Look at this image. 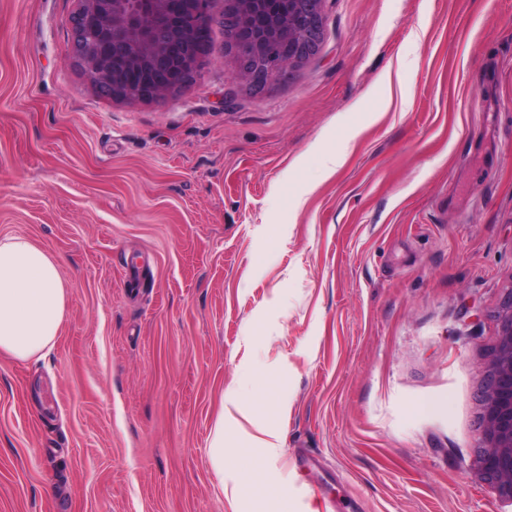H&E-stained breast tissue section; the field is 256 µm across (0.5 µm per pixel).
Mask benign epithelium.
<instances>
[{
    "instance_id": "obj_1",
    "label": "benign epithelium",
    "mask_w": 512,
    "mask_h": 512,
    "mask_svg": "<svg viewBox=\"0 0 512 512\" xmlns=\"http://www.w3.org/2000/svg\"><path fill=\"white\" fill-rule=\"evenodd\" d=\"M224 22L267 16L247 23L232 45L243 59L267 54V76L283 74L312 56L322 37L325 0H289L288 13L274 0H227ZM73 56L95 85L114 99L161 100L189 83L207 45L198 35L211 26L212 0H78ZM146 76L136 95L125 90V74ZM498 339L485 362L481 395L478 469L499 497L512 501V289L497 313Z\"/></svg>"
}]
</instances>
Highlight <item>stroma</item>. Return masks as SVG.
<instances>
[{
    "label": "stroma",
    "mask_w": 512,
    "mask_h": 512,
    "mask_svg": "<svg viewBox=\"0 0 512 512\" xmlns=\"http://www.w3.org/2000/svg\"><path fill=\"white\" fill-rule=\"evenodd\" d=\"M226 7L193 83L128 102L71 57L77 0H0V235L69 293L43 360L0 357V512H512L476 466L512 0H327L261 85ZM210 463L217 477L224 476V411L218 412L210 433Z\"/></svg>",
    "instance_id": "obj_1"
}]
</instances>
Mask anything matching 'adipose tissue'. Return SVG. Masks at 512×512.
<instances>
[{
  "instance_id": "ef3b65f1",
  "label": "adipose tissue",
  "mask_w": 512,
  "mask_h": 512,
  "mask_svg": "<svg viewBox=\"0 0 512 512\" xmlns=\"http://www.w3.org/2000/svg\"><path fill=\"white\" fill-rule=\"evenodd\" d=\"M68 294L56 259L22 236H0V356L42 360L54 348Z\"/></svg>"
}]
</instances>
